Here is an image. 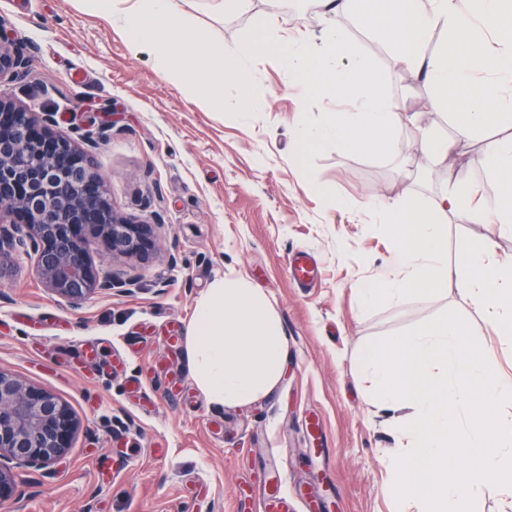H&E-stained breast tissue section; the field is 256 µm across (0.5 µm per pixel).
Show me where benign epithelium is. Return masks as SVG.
<instances>
[{
	"mask_svg": "<svg viewBox=\"0 0 512 512\" xmlns=\"http://www.w3.org/2000/svg\"><path fill=\"white\" fill-rule=\"evenodd\" d=\"M28 76L25 48L0 21V81ZM55 114L30 112L0 95V249L29 245L51 292L78 304L120 281L101 275L88 235L112 258L147 262L158 224L117 215L88 151L54 132ZM80 422L52 393L0 371V504L15 493L13 470L63 458Z\"/></svg>",
	"mask_w": 512,
	"mask_h": 512,
	"instance_id": "7a95c632",
	"label": "benign epithelium"
}]
</instances>
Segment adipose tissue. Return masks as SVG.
Listing matches in <instances>:
<instances>
[{
  "label": "adipose tissue",
  "instance_id": "1",
  "mask_svg": "<svg viewBox=\"0 0 512 512\" xmlns=\"http://www.w3.org/2000/svg\"><path fill=\"white\" fill-rule=\"evenodd\" d=\"M324 14H353L379 34L403 69L424 80L429 108L452 115L455 137L469 139L495 125L506 136L487 140L475 164L494 184L481 194L464 176L448 178L432 207L412 197L375 208L401 257L398 272L357 283L363 303L401 301L409 292L439 296L449 280L481 309L501 335L512 334V259L499 258L492 242L465 243L456 263L446 258L445 217L470 224L495 223L512 235V0H320ZM450 48L429 50L437 30ZM486 74L474 84L473 74ZM184 348L189 374L211 406L261 399L279 384L288 337L269 298L242 274L230 271L197 299Z\"/></svg>",
  "mask_w": 512,
  "mask_h": 512
}]
</instances>
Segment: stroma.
<instances>
[{"mask_svg":"<svg viewBox=\"0 0 512 512\" xmlns=\"http://www.w3.org/2000/svg\"><path fill=\"white\" fill-rule=\"evenodd\" d=\"M187 21L218 47L238 44L258 21L276 37L295 17L314 48L327 20L315 0H251L227 11L190 0ZM6 29L29 47L31 76L0 81V94L55 113L74 143L96 136L91 161L119 214L153 220L157 254L146 264L113 259L97 240L103 271L135 279L80 304L45 288L25 246L0 268V370L67 402L80 421L66 457L49 470L15 468L16 496L0 512H404L390 491L408 441L399 413L378 410L355 354L446 310L470 323L493 372L512 376V337L500 336L456 281L435 298L411 293L362 306L354 285L387 273L395 246L372 203L406 195L429 206L449 171L492 190L473 163L496 129L455 142L448 155L424 136L452 139V119L425 110L400 71L386 67L402 120L389 162L331 148L306 179L294 158L303 115L347 111L303 87L276 59L250 63L257 111L227 114L167 83L149 53L84 0H0ZM339 199L326 202L319 188ZM489 239L512 256L493 224L448 225V258ZM310 255L311 285L293 281L292 257ZM244 274L279 314L289 341L281 384L252 403L216 409L190 380L184 341L197 299L224 273Z\"/></svg>","mask_w":512,"mask_h":512,"instance_id":"stroma-1","label":"stroma"}]
</instances>
